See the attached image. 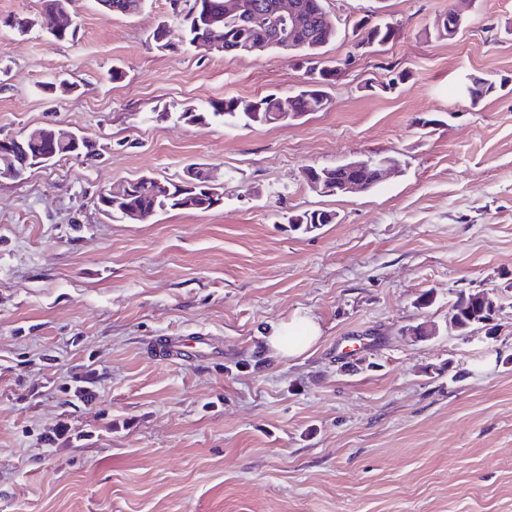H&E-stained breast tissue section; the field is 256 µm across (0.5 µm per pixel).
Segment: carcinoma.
I'll return each mask as SVG.
<instances>
[{
    "instance_id": "cac0c4a2",
    "label": "carcinoma",
    "mask_w": 512,
    "mask_h": 512,
    "mask_svg": "<svg viewBox=\"0 0 512 512\" xmlns=\"http://www.w3.org/2000/svg\"><path fill=\"white\" fill-rule=\"evenodd\" d=\"M147 0H107L111 15H136L140 13ZM227 0H183L179 5L171 3L172 16L179 20L186 31L187 41L195 47H205L213 53H220L233 59L249 54V26L252 23L269 22V7L273 0H239L243 14H231L226 11ZM302 13L305 15L302 31L298 35V43L292 53L306 65L305 72L313 73L306 81L307 87L298 91L296 105L301 112H317L325 109L329 103L324 86L336 76V67L329 66L318 60L323 45L332 36H321L317 19L313 10H322L324 0H300ZM467 18L448 20V15L437 17L433 31L439 38L456 35L466 24ZM359 40L357 45H382L394 40L397 26L387 21H376L369 25L359 20ZM496 89L495 83L488 79L476 78L473 83L471 105L475 106ZM211 115L224 123L232 125L239 121L246 125L276 123L283 112L281 96L269 94L254 100L243 101L236 97L226 98L220 103L211 105ZM132 202L140 205L145 213H160L169 209H179L182 197L177 195L178 186L175 181L152 175L136 178L133 186ZM193 194L201 203L203 210L210 209L212 200H224V192L212 185H198ZM336 215L324 211H305L288 218L293 228L311 232L324 224H332ZM494 309L484 303L477 293H461L452 306L449 329L456 336H466L471 328L491 321Z\"/></svg>"
}]
</instances>
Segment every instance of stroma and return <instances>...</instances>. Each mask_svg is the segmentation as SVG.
<instances>
[{"label": "stroma", "mask_w": 512, "mask_h": 512, "mask_svg": "<svg viewBox=\"0 0 512 512\" xmlns=\"http://www.w3.org/2000/svg\"><path fill=\"white\" fill-rule=\"evenodd\" d=\"M452 3L325 0L323 58L351 61L329 107L243 126L180 114L298 88L288 53L197 52L169 0L134 17L75 0L58 43L12 27L41 0H0V138L60 123L95 148L0 177V512H512V0H473L434 38ZM379 15L397 37L355 51L353 22ZM468 76L498 88L472 106ZM369 155L402 163L373 192L304 179ZM191 164L222 205L148 223L99 208L103 185ZM313 210L337 219L292 230ZM482 289L495 335H451L459 291ZM297 313L319 341L274 357L271 325ZM157 336L209 343L151 359ZM80 375L88 397L64 393Z\"/></svg>", "instance_id": "obj_1"}]
</instances>
